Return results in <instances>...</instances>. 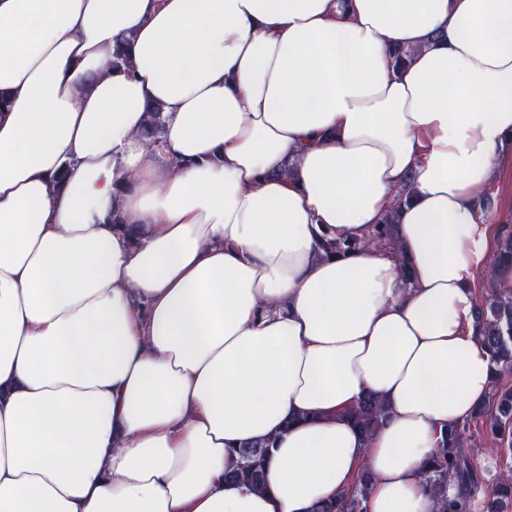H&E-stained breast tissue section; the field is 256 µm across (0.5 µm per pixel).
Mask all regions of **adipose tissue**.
Masks as SVG:
<instances>
[{"mask_svg": "<svg viewBox=\"0 0 512 512\" xmlns=\"http://www.w3.org/2000/svg\"><path fill=\"white\" fill-rule=\"evenodd\" d=\"M511 145L512 0H0V512H436ZM347 416L354 427L367 437L385 424L388 411L380 400L369 395L349 410ZM271 442L263 441L242 446L238 449L239 462L225 479L251 490L263 489L265 465L270 456ZM369 483L368 473L361 472L352 486L343 490L335 501L319 503L314 507L313 512H366L365 502Z\"/></svg>", "mask_w": 512, "mask_h": 512, "instance_id": "adipose-tissue-1", "label": "adipose tissue"}]
</instances>
